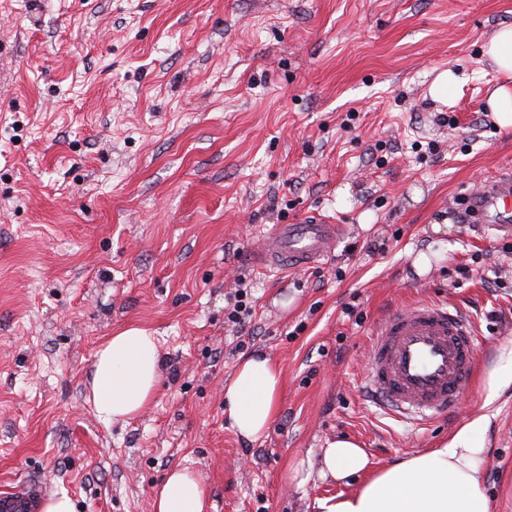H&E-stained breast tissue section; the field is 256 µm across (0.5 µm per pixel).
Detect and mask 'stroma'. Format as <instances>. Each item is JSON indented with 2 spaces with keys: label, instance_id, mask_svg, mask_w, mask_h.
<instances>
[{
  "label": "stroma",
  "instance_id": "1",
  "mask_svg": "<svg viewBox=\"0 0 512 512\" xmlns=\"http://www.w3.org/2000/svg\"><path fill=\"white\" fill-rule=\"evenodd\" d=\"M504 25L512 0H0V493L35 479L76 512H152L186 467L206 512H314L341 490L319 476L327 441L378 469L479 418L490 512H512V386L488 387L512 346V242L459 205L512 175L488 105L512 76L485 54ZM308 215L343 227L329 259L254 261L268 225ZM439 300L482 345L458 414L418 425L365 397L368 338ZM131 326L154 332L161 380L106 424L86 382ZM253 354L283 387L250 441L224 385Z\"/></svg>",
  "mask_w": 512,
  "mask_h": 512
}]
</instances>
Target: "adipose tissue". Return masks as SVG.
I'll use <instances>...</instances> for the list:
<instances>
[{
    "label": "adipose tissue",
    "instance_id": "ef3b65f1",
    "mask_svg": "<svg viewBox=\"0 0 512 512\" xmlns=\"http://www.w3.org/2000/svg\"><path fill=\"white\" fill-rule=\"evenodd\" d=\"M157 339L144 328L111 336L98 349L88 383L90 399L104 423L128 421L152 401L160 382ZM282 373L269 359H241L224 386V406L239 436L254 441L279 411ZM479 422L459 430L441 447L375 470L351 439L329 442L322 451L321 478L342 482L359 475L353 492L316 500L319 512H490L480 469L484 450L475 435ZM205 488L186 467L172 469L153 498V512H203Z\"/></svg>",
    "mask_w": 512,
    "mask_h": 512
}]
</instances>
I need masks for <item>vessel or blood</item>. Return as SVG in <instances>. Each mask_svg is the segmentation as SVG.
Segmentation results:
<instances>
[{"instance_id":"obj_1","label":"vessel or blood","mask_w":512,"mask_h":512,"mask_svg":"<svg viewBox=\"0 0 512 512\" xmlns=\"http://www.w3.org/2000/svg\"><path fill=\"white\" fill-rule=\"evenodd\" d=\"M466 211L486 236L512 241V177L485 180L466 196ZM341 228L316 215L274 224L263 234L262 264L307 268L331 255ZM480 337L460 307L445 301L389 311L370 334L364 390L398 418L428 422L454 413L473 378Z\"/></svg>"}]
</instances>
